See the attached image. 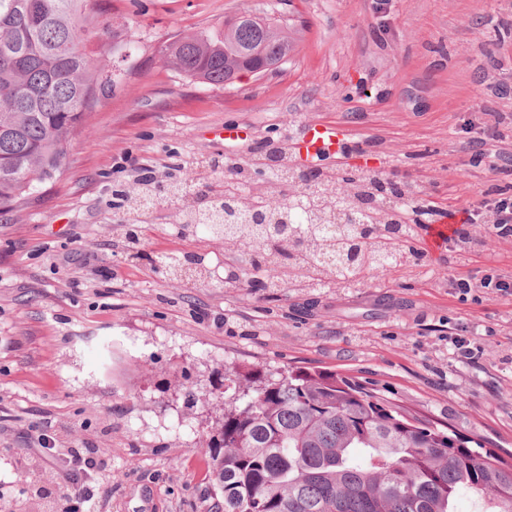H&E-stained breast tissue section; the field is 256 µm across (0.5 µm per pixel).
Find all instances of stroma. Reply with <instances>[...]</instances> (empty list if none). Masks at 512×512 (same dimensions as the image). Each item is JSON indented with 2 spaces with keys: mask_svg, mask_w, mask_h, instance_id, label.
<instances>
[{
  "mask_svg": "<svg viewBox=\"0 0 512 512\" xmlns=\"http://www.w3.org/2000/svg\"><path fill=\"white\" fill-rule=\"evenodd\" d=\"M132 45L94 43L122 80L66 146L60 170L27 205L0 214V512H71L60 494L69 449H97L98 512H213L206 431L220 365L329 369L470 447L512 453V295L461 299L449 276H512V242L465 264L420 235L419 265L353 294L224 287V250L183 228L178 206L141 213L126 241L117 190L192 175V192L224 190L222 163L263 157L293 123L337 122L376 166L396 163L431 208L459 224L483 192L512 187L464 149L486 108L512 114V6L507 0H102ZM275 10L301 42L282 71L227 89L163 66L166 45L225 17ZM244 128L228 152L217 127ZM204 256L216 280L174 279L165 256ZM482 347L452 354L450 335ZM210 392L186 410L175 382ZM51 448V455L40 452Z\"/></svg>",
  "mask_w": 512,
  "mask_h": 512,
  "instance_id": "stroma-1",
  "label": "stroma"
}]
</instances>
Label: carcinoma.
Wrapping results in <instances>:
<instances>
[{"instance_id":"carcinoma-1","label":"carcinoma","mask_w":512,"mask_h":512,"mask_svg":"<svg viewBox=\"0 0 512 512\" xmlns=\"http://www.w3.org/2000/svg\"><path fill=\"white\" fill-rule=\"evenodd\" d=\"M248 22L181 37L164 63L182 78L232 85L240 48L258 49L274 71L296 50L289 26L269 14L244 12ZM101 0H0V214L28 201L61 166L70 138L82 128L117 74L91 56L93 40L114 38ZM278 165L260 192L277 197L298 179L282 146ZM117 194L134 215L157 187ZM424 200L376 169L328 173L299 203L265 209L262 223L239 204L183 201V227L224 244V254L248 255L227 283L249 279L282 288L350 291L369 285L387 267L422 257L404 244L417 227L398 214L418 215ZM357 223L343 224L344 212ZM184 262L210 278L202 256H173L166 273L177 279ZM224 410L211 428V476L222 512H455L460 492L482 503L479 512H512V462L481 452L448 427L407 414L334 371L300 367H224Z\"/></svg>"}]
</instances>
